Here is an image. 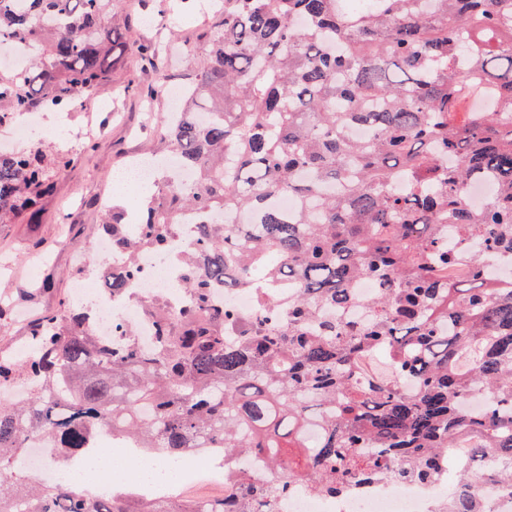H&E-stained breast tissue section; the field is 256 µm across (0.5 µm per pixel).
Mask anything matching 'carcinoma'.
<instances>
[{"mask_svg": "<svg viewBox=\"0 0 512 512\" xmlns=\"http://www.w3.org/2000/svg\"><path fill=\"white\" fill-rule=\"evenodd\" d=\"M15 2L0 0V41L27 42L35 60L0 76V125L82 106L126 46L114 0ZM205 40L162 131L193 182H157L133 235L119 212L103 225L122 296L141 251H168V230L199 215L179 258L184 307L144 304V344L124 322L110 341L94 335L92 312L64 299L30 325L31 352L0 357V389L19 365L33 381L26 402L0 400V512H165L110 480L97 493L25 467L33 433L63 468L104 429L170 458L224 449L237 505L221 496L209 512H258L299 485L334 493L356 475L434 479L459 453L475 474L447 512H482L476 481L512 490V285L486 276L488 256H512V0H224ZM354 126L373 138H349ZM72 163L59 148L0 152V225L31 216ZM479 180L497 193L475 211L466 188ZM283 195L297 207L277 206ZM360 277L380 288L372 320H336ZM282 281L286 311L262 288ZM216 285L252 290L263 317L224 307ZM480 391L489 403L466 411ZM244 455L273 482L240 487Z\"/></svg>", "mask_w": 512, "mask_h": 512, "instance_id": "cac0c4a2", "label": "carcinoma"}]
</instances>
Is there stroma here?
Wrapping results in <instances>:
<instances>
[{
	"label": "stroma",
	"mask_w": 512,
	"mask_h": 512,
	"mask_svg": "<svg viewBox=\"0 0 512 512\" xmlns=\"http://www.w3.org/2000/svg\"><path fill=\"white\" fill-rule=\"evenodd\" d=\"M170 0H120L112 12L127 37V50L113 69L112 80L89 100V111L69 112L65 128L71 134L73 163L57 179L53 192L38 206L34 224L0 228V260H8L12 275L0 279L13 312L0 328V353L12 351L27 335L33 319L57 311L71 295L75 254L94 240L102 219L101 203L114 194L113 178L130 156L151 157L160 147L156 120L169 106L157 89L159 72L185 85L194 78L203 55L204 34L217 17L209 0H197L190 11L173 14ZM168 14L163 28H151L148 17ZM150 44L158 52L157 68L142 60L138 48ZM93 149H86V141Z\"/></svg>",
	"instance_id": "stroma-1"
}]
</instances>
